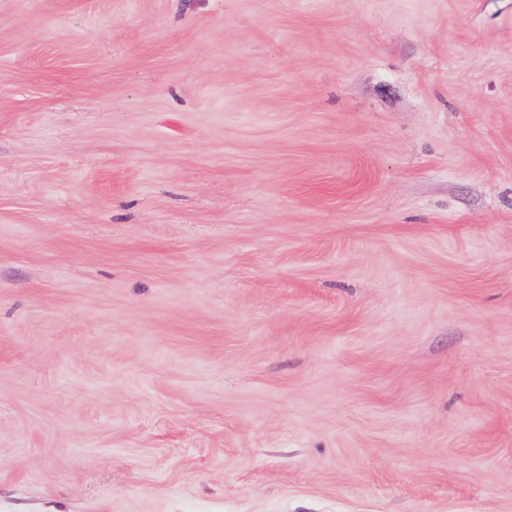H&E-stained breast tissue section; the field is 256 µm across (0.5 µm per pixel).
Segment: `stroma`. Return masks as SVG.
<instances>
[{
    "label": "stroma",
    "mask_w": 512,
    "mask_h": 512,
    "mask_svg": "<svg viewBox=\"0 0 512 512\" xmlns=\"http://www.w3.org/2000/svg\"><path fill=\"white\" fill-rule=\"evenodd\" d=\"M0 512H512V0H0Z\"/></svg>",
    "instance_id": "stroma-1"
}]
</instances>
